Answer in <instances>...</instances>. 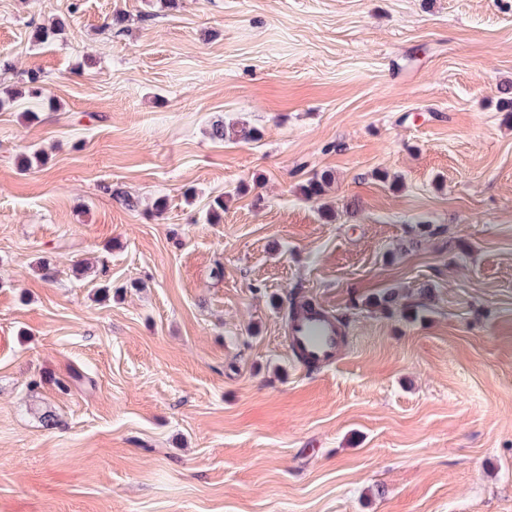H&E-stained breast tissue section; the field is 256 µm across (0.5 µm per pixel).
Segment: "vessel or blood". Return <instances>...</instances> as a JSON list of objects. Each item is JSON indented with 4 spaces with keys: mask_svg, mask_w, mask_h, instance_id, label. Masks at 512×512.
Returning <instances> with one entry per match:
<instances>
[{
    "mask_svg": "<svg viewBox=\"0 0 512 512\" xmlns=\"http://www.w3.org/2000/svg\"><path fill=\"white\" fill-rule=\"evenodd\" d=\"M344 343L335 325L323 314L309 313L293 322L289 329V344L305 366L321 368L331 364Z\"/></svg>",
    "mask_w": 512,
    "mask_h": 512,
    "instance_id": "obj_1",
    "label": "vessel or blood"
}]
</instances>
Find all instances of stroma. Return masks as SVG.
<instances>
[{
    "instance_id": "35a3bbf8",
    "label": "stroma",
    "mask_w": 512,
    "mask_h": 512,
    "mask_svg": "<svg viewBox=\"0 0 512 512\" xmlns=\"http://www.w3.org/2000/svg\"><path fill=\"white\" fill-rule=\"evenodd\" d=\"M69 2L0 0V512H512V0ZM79 1L80 0H72L67 13L59 16L54 23L35 27L32 33V39L38 43H46L62 34L69 24L71 17L78 12L80 5L77 2ZM23 90H6L7 99L0 97V108L6 103H15L19 100H30L38 102L42 100L45 95V88L43 86V79L37 72H27L23 79H21ZM209 137L216 142L225 141H252L258 136L257 129L249 127L245 123H225L217 120L212 123L209 129ZM289 344L307 367L321 368L331 364L338 356L344 336L322 313H308L293 322L289 329Z\"/></svg>"
}]
</instances>
